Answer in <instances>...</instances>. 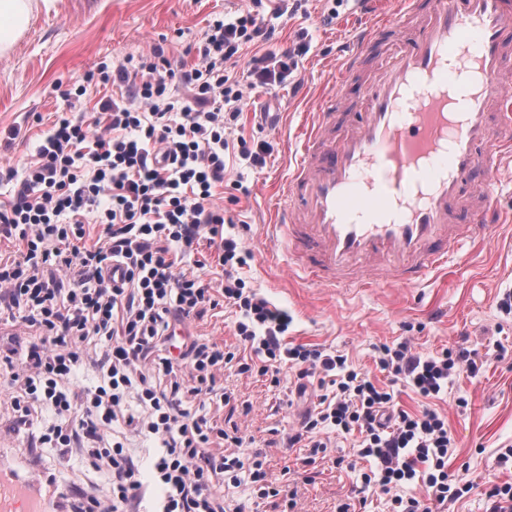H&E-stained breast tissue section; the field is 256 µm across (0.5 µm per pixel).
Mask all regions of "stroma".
Here are the masks:
<instances>
[{"mask_svg": "<svg viewBox=\"0 0 512 512\" xmlns=\"http://www.w3.org/2000/svg\"><path fill=\"white\" fill-rule=\"evenodd\" d=\"M247 6V0H50L13 50L0 57V130L18 132L0 150V161L20 171L32 160L37 142L66 109L63 90L86 84L81 106L88 111L100 98L120 94L117 86L86 83L94 64L136 58L156 44L169 60L193 64L187 50L202 39L210 19ZM277 6L278 0L264 2L275 40L245 46L235 68L236 78L245 83L253 55L288 52L297 62L284 85L252 87L228 138L224 230L249 253L239 274L247 287L288 310L289 341L346 354L382 384L388 377L377 368L375 356L385 344L409 338L424 354L451 346L483 353L479 375H457L447 399L438 404L457 443L448 470L469 488L459 501L442 505L441 512H489L487 490L512 482V469L496 463L499 449L512 444V313L499 307L503 294L512 292V221L498 225L491 238L468 244L461 257L449 259L409 288L384 283L348 291L294 275L269 238V224L323 97L338 92L352 101L360 93L361 80L339 83V49L360 21L346 17L345 6L336 0H291L280 17ZM243 140L266 145L265 165L249 168L239 162ZM501 345L508 350L502 359L496 356ZM223 383L231 399L211 413L226 430L243 436L236 456L247 465L262 458L275 484L298 489L291 509L283 496L262 499L257 486L228 479L222 488L225 499H259L253 512H337L339 504L362 498L365 512H388L386 494L376 488L358 494L356 473L334 467L335 458L352 457V448L327 449L308 464L305 449L286 447L290 427L298 426L315 402L317 387L301 398L289 373H282L275 387L265 378L246 379L231 369L225 370Z\"/></svg>", "mask_w": 512, "mask_h": 512, "instance_id": "1", "label": "stroma"}]
</instances>
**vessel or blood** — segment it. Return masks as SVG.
Here are the masks:
<instances>
[{
  "label": "vessel or blood",
  "mask_w": 512,
  "mask_h": 512,
  "mask_svg": "<svg viewBox=\"0 0 512 512\" xmlns=\"http://www.w3.org/2000/svg\"><path fill=\"white\" fill-rule=\"evenodd\" d=\"M365 26L344 80L380 51L358 120L328 96L277 203L272 237L325 288L410 287L491 235L512 177V0H352ZM0 512H51L0 473Z\"/></svg>",
  "instance_id": "b4317fda"
}]
</instances>
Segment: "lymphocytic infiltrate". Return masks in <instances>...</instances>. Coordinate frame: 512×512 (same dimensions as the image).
<instances>
[{"label":"lymphocytic infiltrate","mask_w":512,"mask_h":512,"mask_svg":"<svg viewBox=\"0 0 512 512\" xmlns=\"http://www.w3.org/2000/svg\"><path fill=\"white\" fill-rule=\"evenodd\" d=\"M254 7L212 20L191 69L159 46L99 66L126 95L101 100L96 116L57 119L24 171L0 168V182L15 185L0 200V239L19 244L0 257V314L22 331L0 336L14 429L31 447L81 454L107 478L77 489L69 512H224L218 489L242 469L273 492L262 461L247 469L222 452L242 443L210 413L229 368L275 385L288 368L301 392L318 384L289 447L307 449L311 463L336 437H354L355 459L372 464L362 483L390 493V512H433L465 494L448 471L455 441L435 403L460 370L479 373L477 350L384 346L378 365L392 382L381 385L344 355L286 342L287 314L238 275L247 253L224 235L216 195L247 94L228 72L243 46L275 36ZM204 245L217 252L220 281L201 274ZM205 304L239 310L234 344L186 333ZM87 369L92 384L73 389ZM396 382L420 397L419 410L397 406ZM404 486L423 493L398 495Z\"/></svg>","instance_id":"obj_1"}]
</instances>
